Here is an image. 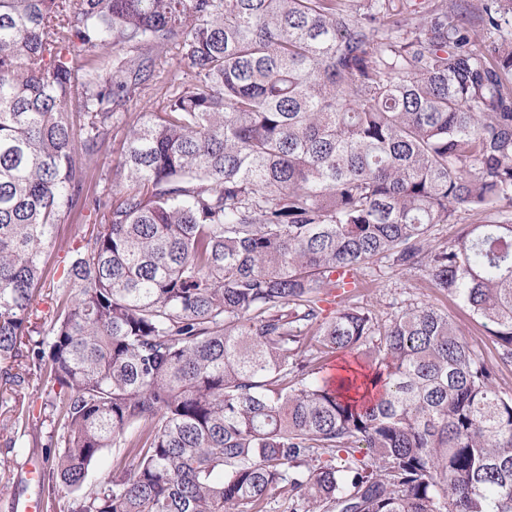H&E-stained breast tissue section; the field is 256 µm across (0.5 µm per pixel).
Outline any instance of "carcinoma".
Instances as JSON below:
<instances>
[{
    "mask_svg": "<svg viewBox=\"0 0 512 512\" xmlns=\"http://www.w3.org/2000/svg\"><path fill=\"white\" fill-rule=\"evenodd\" d=\"M508 15L484 0L485 27ZM160 81L131 187L48 279L55 226L101 207L83 169L127 120L113 105ZM503 200L512 42L482 47L447 0H0V401L14 444L26 391L47 394L42 512H267L274 491L295 512H512V397L448 312L322 308L338 271L422 267L512 364ZM462 210L495 219L432 244ZM313 339L372 373L314 379ZM111 448L122 471L87 483Z\"/></svg>",
    "mask_w": 512,
    "mask_h": 512,
    "instance_id": "obj_1",
    "label": "carcinoma"
}]
</instances>
